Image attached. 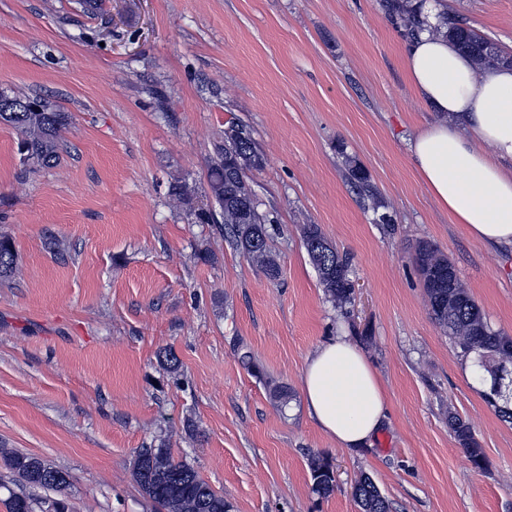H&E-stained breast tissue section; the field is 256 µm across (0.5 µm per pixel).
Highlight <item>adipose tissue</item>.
Wrapping results in <instances>:
<instances>
[{"mask_svg":"<svg viewBox=\"0 0 512 512\" xmlns=\"http://www.w3.org/2000/svg\"><path fill=\"white\" fill-rule=\"evenodd\" d=\"M404 66L439 116L408 141L420 182L473 239L512 247V68L476 69L429 31L409 38ZM302 395L317 427L341 448L370 444L388 419L376 371L342 331L308 356Z\"/></svg>","mask_w":512,"mask_h":512,"instance_id":"ef3b65f1","label":"adipose tissue"}]
</instances>
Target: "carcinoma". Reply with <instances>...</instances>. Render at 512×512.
Listing matches in <instances>:
<instances>
[{
	"instance_id": "cac0c4a2",
	"label": "carcinoma",
	"mask_w": 512,
	"mask_h": 512,
	"mask_svg": "<svg viewBox=\"0 0 512 512\" xmlns=\"http://www.w3.org/2000/svg\"><path fill=\"white\" fill-rule=\"evenodd\" d=\"M386 15L405 38L414 35L424 23L422 3L409 0H380ZM448 40L476 64L486 66L500 61L488 59V40L467 24L449 14L442 17ZM0 123L20 134L18 151L23 162L50 166L59 159L61 132L68 124L67 113L41 97L0 95ZM263 155L248 126L232 122L224 129V140L215 144L208 168L211 198L221 211L224 232L230 244L270 278L279 275V265L269 245V216L259 210L250 173L262 168ZM348 181L366 197H374L364 169L348 162ZM302 241L310 262L318 272L326 296L341 310L353 301L351 264L338 252L318 224H305ZM413 260L422 280L432 319L448 335L459 356L474 359L483 383L492 390L500 388L494 411L505 423L512 424V336L493 329L457 274L455 264L435 245L419 242ZM14 251L10 241L0 239V278L12 274ZM506 363L511 371L495 380L484 364L486 356ZM448 426L468 462L476 468L485 465V454L468 422L448 413ZM16 481L60 492L70 485V475L46 461L20 452L0 453ZM312 490L327 497L335 488L330 464L316 458L311 464ZM134 478L143 495L164 512H229L224 496L217 493L189 464L174 460L165 444L142 448L137 452ZM360 512H390L387 498L373 479L363 474L353 487ZM8 512H68L62 498L32 499L12 493L5 500Z\"/></svg>"
}]
</instances>
